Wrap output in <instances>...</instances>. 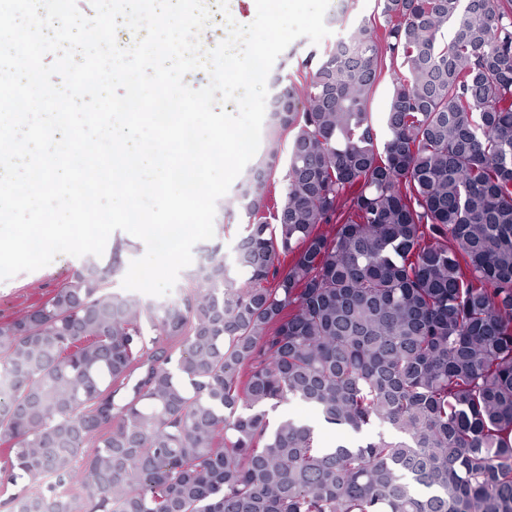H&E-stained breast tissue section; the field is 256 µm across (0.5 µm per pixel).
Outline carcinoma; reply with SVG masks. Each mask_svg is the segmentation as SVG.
<instances>
[{
	"label": "carcinoma",
	"instance_id": "1",
	"mask_svg": "<svg viewBox=\"0 0 512 512\" xmlns=\"http://www.w3.org/2000/svg\"><path fill=\"white\" fill-rule=\"evenodd\" d=\"M305 66L234 263L153 307L91 258L0 322V474L52 480L11 512H512V0H376ZM392 90L393 80L392 78L387 77L377 87L373 99L368 107V112L372 113V121L379 134L384 130V112H386V107ZM288 417L299 423L312 426L315 430L319 442L324 446V442H346L357 441L353 433L349 431H338L335 427L326 425L322 422L318 411L298 400H288L279 405V407L270 412V418Z\"/></svg>",
	"mask_w": 512,
	"mask_h": 512
}]
</instances>
